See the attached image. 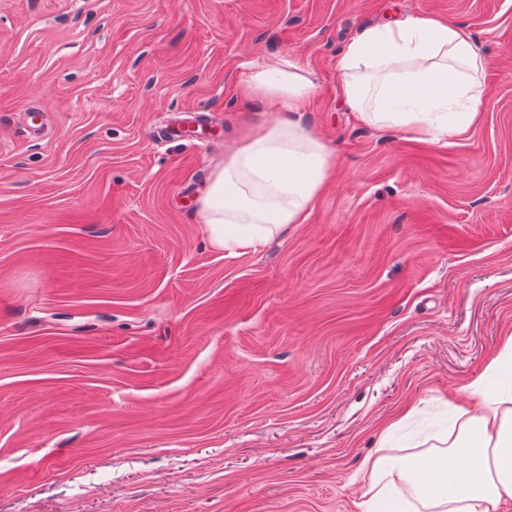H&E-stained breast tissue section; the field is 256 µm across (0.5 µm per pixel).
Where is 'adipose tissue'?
<instances>
[{
    "label": "adipose tissue",
    "mask_w": 512,
    "mask_h": 512,
    "mask_svg": "<svg viewBox=\"0 0 512 512\" xmlns=\"http://www.w3.org/2000/svg\"><path fill=\"white\" fill-rule=\"evenodd\" d=\"M484 67L471 31L432 15L370 27L337 61L359 119L430 143L478 121ZM316 90L295 56L248 73L244 99L275 118L229 148L196 196L195 218L213 249L255 250L306 221L335 168L333 149L302 121ZM460 392L466 402L437 445L402 460L381 452L364 459L360 512H505L512 504V335Z\"/></svg>",
    "instance_id": "1"
}]
</instances>
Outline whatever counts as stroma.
Segmentation results:
<instances>
[{"label": "stroma", "mask_w": 512, "mask_h": 512, "mask_svg": "<svg viewBox=\"0 0 512 512\" xmlns=\"http://www.w3.org/2000/svg\"><path fill=\"white\" fill-rule=\"evenodd\" d=\"M390 13L474 34L466 135L344 104L339 53ZM287 54L335 172L229 256L194 198ZM510 334L512 0H0V512H359L386 427L429 448Z\"/></svg>", "instance_id": "1"}]
</instances>
